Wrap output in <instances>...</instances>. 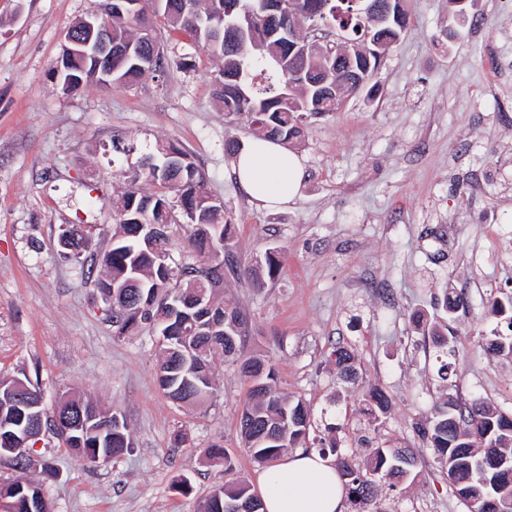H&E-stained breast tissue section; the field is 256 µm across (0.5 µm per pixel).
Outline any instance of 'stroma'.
<instances>
[{"label":"stroma","mask_w":512,"mask_h":512,"mask_svg":"<svg viewBox=\"0 0 512 512\" xmlns=\"http://www.w3.org/2000/svg\"><path fill=\"white\" fill-rule=\"evenodd\" d=\"M99 8L0 0V376L29 379L49 403L61 393L97 401L123 416L133 446L90 467L47 432L31 453L51 475L0 457V482L41 481L54 512H198L228 463L256 485L263 466L240 435L249 385L237 364L214 362L205 404L173 403L156 383L158 336L117 335L93 279L57 248L67 225L98 227L91 249L105 248L141 153L174 141L231 215L241 265L279 257L265 287L231 275L219 298L247 318L244 354L272 362L280 392L309 409L298 449L333 442L356 464L377 446L412 449L415 476L381 486L367 512H467L422 433L447 397L512 413V355L485 350L506 331L492 303L512 296V0H473L463 14L455 0H408L376 92L311 117L289 143L306 178L281 209L237 187L224 144L253 131L228 121L213 95L218 59L166 20L155 22L164 72L63 88L54 65L66 32ZM446 288L464 305L443 380L412 317L435 318ZM339 345L354 355V383L339 378ZM374 387L390 398L376 418L363 403ZM215 445L225 460L207 459Z\"/></svg>","instance_id":"1"}]
</instances>
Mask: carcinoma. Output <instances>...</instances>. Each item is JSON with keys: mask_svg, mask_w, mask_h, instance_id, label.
I'll return each instance as SVG.
<instances>
[{"mask_svg": "<svg viewBox=\"0 0 512 512\" xmlns=\"http://www.w3.org/2000/svg\"><path fill=\"white\" fill-rule=\"evenodd\" d=\"M144 5L132 14H112V38L132 43L129 55L115 58L112 63H99L92 58L73 57L63 52L60 78L69 91H77L82 83L97 77L99 82L130 84L149 73L164 68L165 58L159 57L152 69L142 67V31H153L152 15H161L174 28L189 33L201 43L209 54L221 61L213 77L214 94L222 104L224 115L242 119L259 136L289 143L302 134L305 120L338 110L341 103L321 96L312 86H286L287 73L306 69L311 81H317L316 69L328 64V59L316 52L307 57L286 55L284 43L278 38L265 39L267 21L259 16L253 28L233 43L224 40V0H143ZM409 12L403 13V22L381 29L387 44L397 43L404 34ZM316 24L334 31L345 38L348 52L362 43L365 29L371 24L364 13L363 0H331L324 15ZM157 184L161 190L146 193L140 181ZM112 220L120 235L114 244L96 253L92 266L100 268L102 277L95 280L101 292L113 287L125 292L126 298H112V324L116 332L125 333L129 324L134 329L144 325L162 332L173 329L172 335L163 337L160 346L161 361L156 373L158 388L170 400L182 405H199L207 401L216 390L212 365L217 360L228 359L227 348L236 350V359L247 380L263 384L260 392L250 391L252 401L245 405L250 413L241 419L245 447L253 459L261 464L276 460L289 445L306 437L310 426L308 408L300 401L292 404L275 386V368L260 356L245 357L241 353L244 319L237 309L230 312L236 319L235 327L224 326V335L212 336L200 324L178 325L164 323L168 316L165 304L179 297L189 298L194 287L214 294L224 286L225 271L234 269L237 260L229 253L216 261L204 252L206 239L192 232L195 256L184 264L183 282L171 284V271L159 265L156 253L168 252L172 245L170 235L148 246L140 241L141 224L204 225L213 238L227 242L233 240L234 225L224 214V207L214 199L206 187V177L189 155L176 143L159 144L155 151L145 154L140 161V171L129 182L126 190L113 207ZM74 238L76 251L71 257L78 260L90 243V231L72 226L68 228ZM279 271L274 253L266 255L262 277L247 278L259 288L265 279H272ZM448 325L438 324L432 329L435 348L443 358L439 371H448L447 357L456 355L454 341L448 339ZM336 365L345 379L355 375L352 356L342 348L334 350ZM13 378H0V433L21 432L22 414L9 391ZM367 411L376 416L388 408V396L378 388L369 391L365 398ZM94 426L86 432L80 444L66 443V447L85 463L97 467L112 461L98 452L100 448L130 450L132 443L126 424L100 430L95 414L102 409L88 401L82 403ZM432 427L428 440L448 468L457 472L456 489L470 492L477 483L478 457L474 455L473 437L489 433L485 439L483 456L512 455V418L478 403H451L447 400L432 406ZM402 448L370 449L365 466L339 462L341 476L349 485L350 504L357 512L371 501L375 488L381 482L407 477L415 463L398 469V456ZM37 489L32 481H14L0 484V508L3 512H29V504ZM251 489L245 482H228L210 493L200 505V512H224V501L245 498Z\"/></svg>", "mask_w": 512, "mask_h": 512, "instance_id": "1", "label": "carcinoma"}]
</instances>
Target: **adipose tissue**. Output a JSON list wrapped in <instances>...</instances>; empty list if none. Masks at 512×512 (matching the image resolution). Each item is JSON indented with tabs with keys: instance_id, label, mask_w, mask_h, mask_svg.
<instances>
[{
	"instance_id": "obj_1",
	"label": "adipose tissue",
	"mask_w": 512,
	"mask_h": 512,
	"mask_svg": "<svg viewBox=\"0 0 512 512\" xmlns=\"http://www.w3.org/2000/svg\"><path fill=\"white\" fill-rule=\"evenodd\" d=\"M232 173L240 191L266 208L286 207L305 178L297 155L263 137L239 149ZM258 492L264 512H348L335 466L312 451L272 462L258 478Z\"/></svg>"
}]
</instances>
